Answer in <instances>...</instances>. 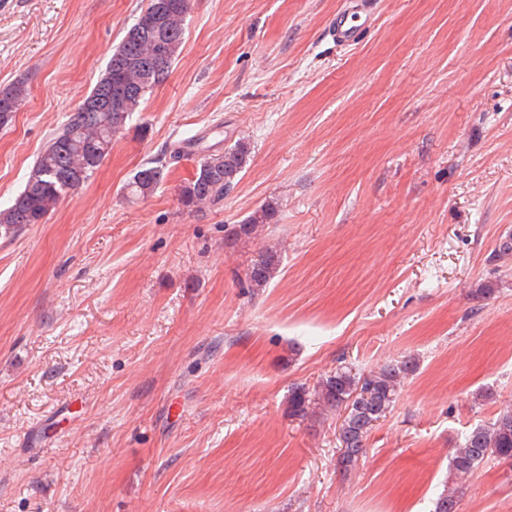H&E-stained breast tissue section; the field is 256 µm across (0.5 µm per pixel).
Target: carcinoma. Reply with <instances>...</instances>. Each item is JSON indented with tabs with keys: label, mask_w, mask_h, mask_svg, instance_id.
I'll list each match as a JSON object with an SVG mask.
<instances>
[{
	"label": "carcinoma",
	"mask_w": 512,
	"mask_h": 512,
	"mask_svg": "<svg viewBox=\"0 0 512 512\" xmlns=\"http://www.w3.org/2000/svg\"><path fill=\"white\" fill-rule=\"evenodd\" d=\"M167 12L161 17L142 9L112 49L105 68L84 100H95L116 92L111 106L102 112H85L75 107L67 120L52 135L37 155L23 189L0 204V237L15 236L29 224H42L69 194L86 182L102 165L112 148V140L122 133L133 115L142 110L146 95L167 81L184 43V21L188 11L176 7L191 0H163ZM164 43L160 63L151 66L159 43ZM30 96L26 82L16 81L0 88V127L11 123L16 107ZM251 154L250 146L238 140L224 152L204 155L193 177L179 192L183 207L203 208L224 200L243 178ZM181 156V147L148 159L127 184L128 194L145 198L163 182L170 165ZM275 210L263 204L241 223L233 225L229 235L249 237L261 224L272 221ZM281 265V254L273 248L259 252L252 260L241 287L253 293L267 287ZM415 370L414 364L401 361L386 364L367 374L348 366L325 376L313 390L304 386L292 389L288 399L290 414L305 418L317 409L341 414L339 440L343 443L337 466L343 472L353 469L363 452L365 440L374 422L386 417L394 406L401 380ZM491 460L512 466V409L500 412L488 424L477 425L453 449L450 468L462 479ZM462 488L448 485L437 499L435 512H453Z\"/></svg>",
	"instance_id": "cac0c4a2"
}]
</instances>
